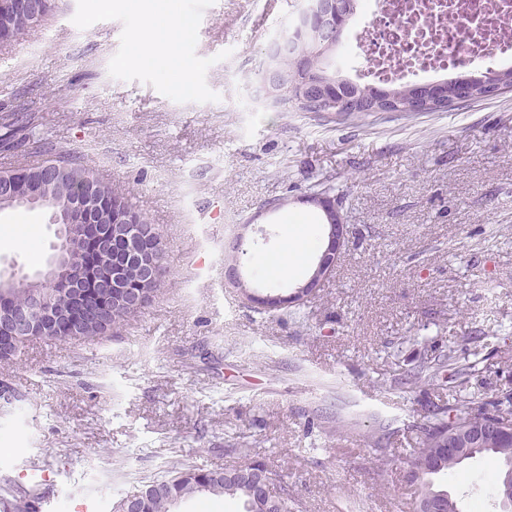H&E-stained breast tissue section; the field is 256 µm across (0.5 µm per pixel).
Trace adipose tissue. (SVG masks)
Listing matches in <instances>:
<instances>
[{"instance_id":"adipose-tissue-1","label":"adipose tissue","mask_w":512,"mask_h":512,"mask_svg":"<svg viewBox=\"0 0 512 512\" xmlns=\"http://www.w3.org/2000/svg\"><path fill=\"white\" fill-rule=\"evenodd\" d=\"M122 6L145 21L144 26L130 36L128 64L188 78L191 63L182 54L181 46L192 34V18L176 10L171 0H122ZM316 244L314 225L303 219L291 221L276 250L274 278L300 273Z\"/></svg>"}]
</instances>
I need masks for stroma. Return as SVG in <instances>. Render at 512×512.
Instances as JSON below:
<instances>
[{
	"label": "stroma",
	"mask_w": 512,
	"mask_h": 512,
	"mask_svg": "<svg viewBox=\"0 0 512 512\" xmlns=\"http://www.w3.org/2000/svg\"><path fill=\"white\" fill-rule=\"evenodd\" d=\"M300 0H176L194 20L182 51L196 94L123 65L139 17L119 0H52L45 19L0 44V115L24 105L58 152L78 159L158 229L169 274L151 304L90 341L28 343L0 363V487L53 467L39 512L89 497L112 512L173 466L264 465L297 512H416L407 479L417 426L447 393L397 379L422 351L465 352L461 394L512 390V92L443 112H279L252 100L267 40ZM363 16L335 68L364 73ZM333 186L349 226L336 271L304 305L258 312L224 285V251L244 233L251 273L301 203ZM283 206L269 210V203ZM40 207L0 209L24 245L0 272L43 270L58 242ZM386 448L385 472L376 447ZM489 456L438 477L461 512H500Z\"/></svg>",
	"instance_id": "1"
}]
</instances>
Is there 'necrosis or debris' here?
I'll return each mask as SVG.
<instances>
[{
  "instance_id": "4bbe7bcc",
  "label": "necrosis or debris",
  "mask_w": 512,
  "mask_h": 512,
  "mask_svg": "<svg viewBox=\"0 0 512 512\" xmlns=\"http://www.w3.org/2000/svg\"><path fill=\"white\" fill-rule=\"evenodd\" d=\"M368 51L383 69L450 71L482 57L512 62V0H366Z\"/></svg>"
}]
</instances>
